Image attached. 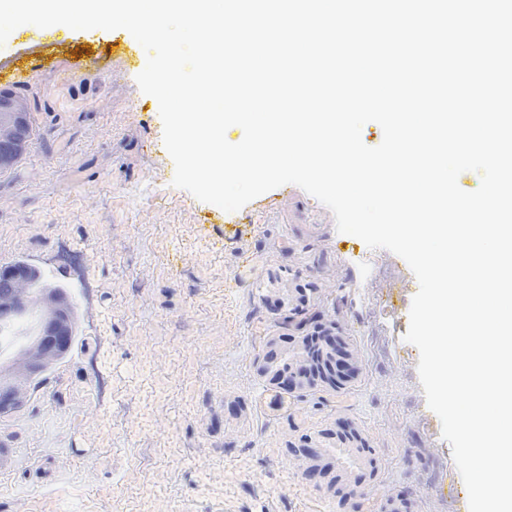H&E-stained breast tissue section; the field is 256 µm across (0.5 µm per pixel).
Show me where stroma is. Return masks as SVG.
I'll return each mask as SVG.
<instances>
[{"label":"stroma","mask_w":512,"mask_h":512,"mask_svg":"<svg viewBox=\"0 0 512 512\" xmlns=\"http://www.w3.org/2000/svg\"><path fill=\"white\" fill-rule=\"evenodd\" d=\"M54 44L26 98L29 152L0 172V261L34 258L81 321L68 356L39 376L1 429L15 440L0 512H343L288 450L345 421L378 461L362 512L403 495L410 512H468L467 492L404 335L418 283L388 254L337 231L330 210L287 184L214 220L172 184L157 100L135 78L146 50L124 29L30 26L0 60ZM100 69L81 111L55 104L56 71ZM303 308L335 324L360 374L299 395L256 370L267 340Z\"/></svg>","instance_id":"35a3bbf8"}]
</instances>
